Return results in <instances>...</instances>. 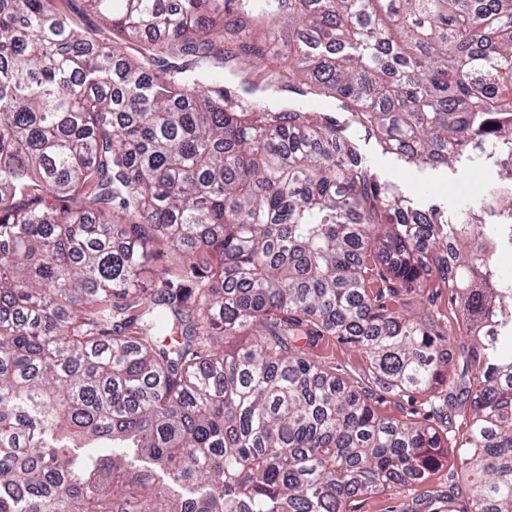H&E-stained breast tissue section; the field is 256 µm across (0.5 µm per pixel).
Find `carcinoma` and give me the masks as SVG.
I'll use <instances>...</instances> for the list:
<instances>
[{
    "label": "carcinoma",
    "mask_w": 512,
    "mask_h": 512,
    "mask_svg": "<svg viewBox=\"0 0 512 512\" xmlns=\"http://www.w3.org/2000/svg\"><path fill=\"white\" fill-rule=\"evenodd\" d=\"M59 2L0 0V512H512V0ZM350 124L496 178L412 208ZM310 352L326 366L336 367V373L357 376L366 368L365 359L346 345L337 343L328 336L315 341ZM411 504L408 493L399 495H377L367 499L360 512H404Z\"/></svg>",
    "instance_id": "1"
}]
</instances>
